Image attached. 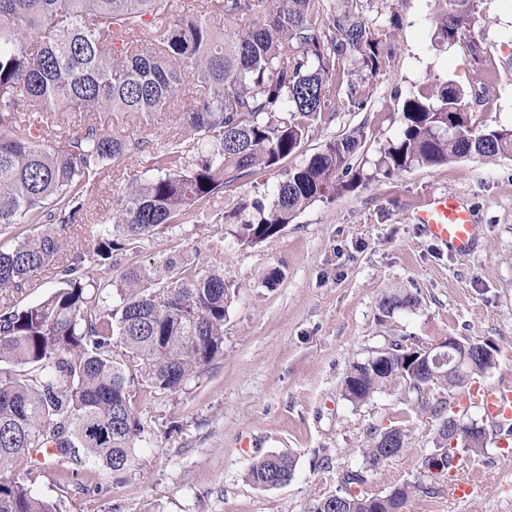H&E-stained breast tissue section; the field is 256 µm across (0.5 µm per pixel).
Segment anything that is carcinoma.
I'll return each instance as SVG.
<instances>
[{"label": "carcinoma", "instance_id": "carcinoma-1", "mask_svg": "<svg viewBox=\"0 0 512 512\" xmlns=\"http://www.w3.org/2000/svg\"><path fill=\"white\" fill-rule=\"evenodd\" d=\"M343 0H0V293L37 287L35 274L55 271L60 286L44 300L0 305V512H58L15 474L36 448L53 450L44 465L68 478L84 452L114 474L135 462L143 425L134 410L144 388L175 393L224 347L230 283L220 268L203 269L180 253L157 263L131 261L149 239L199 223V205L217 198L259 169H276L301 146L311 128L336 115L345 65L369 75L389 66L400 15L390 10L371 27L360 2ZM434 18L438 48L463 41L474 20L473 0H444ZM224 20V28L211 24ZM156 34L152 46L138 33ZM193 72L194 102L176 120L181 137L154 149L90 123L56 130L59 112H125L148 121L167 112ZM362 134L326 142L276 184L269 204H241L224 216L236 242L256 245L280 233L316 201L369 178H391L473 154L512 157V128L472 123L467 92L452 81L425 83L401 106L398 137L379 150L370 174L354 168ZM138 153L152 174L132 182L110 224L75 225L91 185ZM80 230L82 251L62 265L68 234ZM412 293L383 298L382 311L411 309ZM406 339L355 362L342 393L362 404L382 391L417 394V409L433 416L446 402L423 396L453 390L494 367L475 361L467 374L433 382L410 370ZM379 432L361 449L367 468L408 444L402 427ZM436 445L451 468L456 448L440 425ZM465 452L484 454L486 442L461 433ZM296 471L288 453L269 454L250 467L247 481L261 489L287 485ZM319 500L313 512H408L421 479L384 495L352 486Z\"/></svg>", "mask_w": 512, "mask_h": 512}]
</instances>
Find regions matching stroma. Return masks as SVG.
Instances as JSON below:
<instances>
[{"label":"stroma","mask_w":512,"mask_h":512,"mask_svg":"<svg viewBox=\"0 0 512 512\" xmlns=\"http://www.w3.org/2000/svg\"><path fill=\"white\" fill-rule=\"evenodd\" d=\"M433 5H399L396 55L386 71H350L369 93L365 108L339 106L335 120L313 128L277 169L203 203L202 223L182 227L183 248L200 265L222 267L232 286L222 354L179 392L142 393L136 411L144 432L126 471L86 461L62 481L22 459L15 472L38 497L57 502L60 512H312L340 489L343 473L362 468L360 450L377 432L401 425L407 448L369 471L363 493L382 495L419 477L424 487L411 512H512V434L494 436L488 454L467 458L463 468L426 474L440 418L413 411L400 391L376 393L359 406L341 393L353 363L402 337L426 346L450 336L489 342L496 364L480 384L512 385V158L472 156L363 182L315 202L252 247L237 246L224 221L237 203L269 201L286 171L356 128L364 130L358 158L375 159L399 133L403 99L426 81L482 90L471 103L476 124L512 127V0H477L469 31L484 49L477 60L458 46L433 47ZM101 119L114 135L147 136L157 148L180 132L170 113L148 125L123 112ZM147 168L139 156L92 185L83 223H111L128 180ZM443 194L472 209L476 244L469 253L439 245L414 220L420 205ZM274 269L276 285L265 286ZM399 291L417 295L419 306L383 313L382 298ZM243 436L250 452L238 446ZM275 452L297 460L290 483L261 489L247 482L251 465ZM461 482L476 493L458 498Z\"/></svg>","instance_id":"obj_1"}]
</instances>
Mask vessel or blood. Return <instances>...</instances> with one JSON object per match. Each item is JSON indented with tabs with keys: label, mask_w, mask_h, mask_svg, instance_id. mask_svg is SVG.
<instances>
[{
	"label": "vessel or blood",
	"mask_w": 512,
	"mask_h": 512,
	"mask_svg": "<svg viewBox=\"0 0 512 512\" xmlns=\"http://www.w3.org/2000/svg\"><path fill=\"white\" fill-rule=\"evenodd\" d=\"M415 219L431 238L453 251L464 254L471 249L475 234L471 211L457 197L441 195L428 200L417 211ZM471 396L492 422L512 418L511 387H478Z\"/></svg>",
	"instance_id": "b4317fda"
}]
</instances>
